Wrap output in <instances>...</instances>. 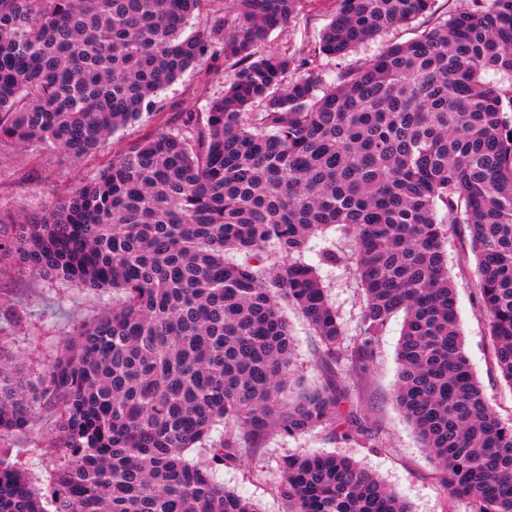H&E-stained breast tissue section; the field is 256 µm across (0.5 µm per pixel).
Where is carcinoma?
Returning a JSON list of instances; mask_svg holds the SVG:
<instances>
[{"mask_svg":"<svg viewBox=\"0 0 512 512\" xmlns=\"http://www.w3.org/2000/svg\"><path fill=\"white\" fill-rule=\"evenodd\" d=\"M209 0H0V141L85 159L161 111L157 92L207 60L233 61L224 95L181 127L116 155L74 193L0 228V262L112 290L36 386L17 385L0 341V434L53 402L50 494L0 454V512H257L215 473L271 430L345 420L336 382L284 404L294 340L282 304L336 361L345 333L310 240L341 225L364 290L354 366L367 369L404 314L395 399L440 473L475 512H512V421L464 351L448 225L476 259L475 298L512 386V0H465L416 37L326 83L307 56L255 49L301 0H233L183 36ZM318 55L342 58L433 0H335ZM494 72L495 84L485 81ZM446 216L439 217L440 211ZM201 454L197 462L187 451ZM286 512H412L373 472L335 454L286 457Z\"/></svg>","mask_w":512,"mask_h":512,"instance_id":"cac0c4a2","label":"carcinoma"}]
</instances>
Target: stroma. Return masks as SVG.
<instances>
[{
    "instance_id": "35a3bbf8",
    "label": "stroma",
    "mask_w": 512,
    "mask_h": 512,
    "mask_svg": "<svg viewBox=\"0 0 512 512\" xmlns=\"http://www.w3.org/2000/svg\"><path fill=\"white\" fill-rule=\"evenodd\" d=\"M334 11V0H302L292 23L273 32L268 42L260 46V53L313 54ZM424 25L420 18L397 26L358 46L344 58L317 59L316 69L325 81H332L339 69L368 62L386 46L414 37ZM232 74L230 63L221 59L188 69L160 91L163 112L144 116L118 131L95 154L80 161L57 150L22 151L12 144L0 143V218L18 219L42 212L51 202L107 167L115 155L130 145L158 129L179 128L182 113L206 111L210 101L223 94ZM349 243L344 230L333 227L324 236L313 239L304 256L307 263L318 268L322 285L344 327L342 348L346 351L358 344L363 291L351 265H324L319 255L326 247L346 250ZM446 249L448 266L457 283L466 355L490 405L501 418L510 420L512 387L495 365L487 320L475 304L476 262L470 255L468 232L462 225L449 230ZM111 298L108 292L61 285L18 272L8 265L0 267V337L14 358L16 377L25 384L38 382L78 325L95 318ZM286 316L295 348L283 400H296L302 393L321 386L328 377H335L337 385L349 391L343 409L360 413L371 443L362 447L342 440L337 430L328 427L295 438L273 432L244 462L219 470L218 480L250 499L258 512H285L283 502L273 491L281 460L297 451L335 452L352 457L376 474L410 503L413 512H473L469 500L447 496L426 448L394 400L401 316L392 317L374 347L368 370L360 376L352 372L347 360L324 364L318 354V339L302 316L292 309L287 310ZM54 419L52 405L43 401L34 411L28 432L0 436V452L17 459L43 490L48 488L53 470L52 461L43 453V443Z\"/></svg>"
}]
</instances>
